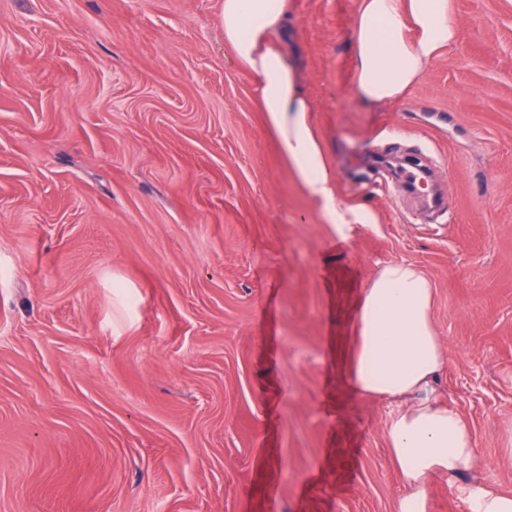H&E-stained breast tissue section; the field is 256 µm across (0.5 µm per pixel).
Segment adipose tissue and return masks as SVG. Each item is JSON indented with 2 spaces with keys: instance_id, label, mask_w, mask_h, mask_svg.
<instances>
[{
  "instance_id": "1",
  "label": "adipose tissue",
  "mask_w": 512,
  "mask_h": 512,
  "mask_svg": "<svg viewBox=\"0 0 512 512\" xmlns=\"http://www.w3.org/2000/svg\"><path fill=\"white\" fill-rule=\"evenodd\" d=\"M287 14L288 0H222L224 42L254 75L260 110L283 157L345 239L372 218L336 197L334 174L310 123V100L285 47ZM458 38L451 0H360L353 40L359 96L374 103L399 99ZM432 298L420 268L383 264L357 299L343 375L359 395L397 406L385 427L405 486L396 512H427L433 479L457 485L463 503L477 504L478 512H512V495L479 477L483 464L470 425L434 395L447 356L432 322ZM467 473L472 481L460 484Z\"/></svg>"
}]
</instances>
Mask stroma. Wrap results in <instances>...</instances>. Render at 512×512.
<instances>
[{"instance_id": "1", "label": "stroma", "mask_w": 512, "mask_h": 512, "mask_svg": "<svg viewBox=\"0 0 512 512\" xmlns=\"http://www.w3.org/2000/svg\"><path fill=\"white\" fill-rule=\"evenodd\" d=\"M359 5L288 0L336 196L372 217L342 242L221 0H0V512H395L393 406L337 370L389 261L432 281L438 394L512 494V0H452L457 44L378 104Z\"/></svg>"}]
</instances>
